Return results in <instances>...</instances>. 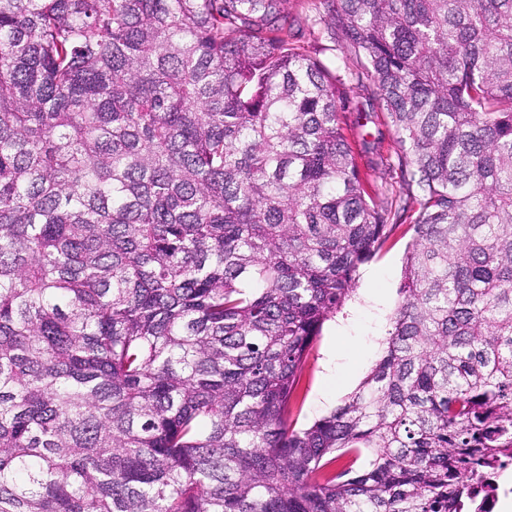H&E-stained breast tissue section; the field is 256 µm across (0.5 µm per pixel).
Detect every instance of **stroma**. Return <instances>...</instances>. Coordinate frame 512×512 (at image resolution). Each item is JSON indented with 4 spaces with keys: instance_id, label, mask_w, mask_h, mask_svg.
Returning <instances> with one entry per match:
<instances>
[{
    "instance_id": "obj_1",
    "label": "stroma",
    "mask_w": 512,
    "mask_h": 512,
    "mask_svg": "<svg viewBox=\"0 0 512 512\" xmlns=\"http://www.w3.org/2000/svg\"><path fill=\"white\" fill-rule=\"evenodd\" d=\"M318 0H291L290 10L310 16L315 23L305 30L300 45L319 50L321 59L345 81L346 113L357 125V135L382 139L385 151L395 149L396 136L385 125L376 86L341 43L331 42L318 23ZM404 228H397L383 250L361 268L354 292L342 309L324 322L307 359L303 380L304 403L299 425H308L337 408L356 390L386 347L391 319L398 305L405 246ZM337 357H330L331 348Z\"/></svg>"
}]
</instances>
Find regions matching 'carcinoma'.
Masks as SVG:
<instances>
[{
	"label": "carcinoma",
	"mask_w": 512,
	"mask_h": 512,
	"mask_svg": "<svg viewBox=\"0 0 512 512\" xmlns=\"http://www.w3.org/2000/svg\"><path fill=\"white\" fill-rule=\"evenodd\" d=\"M320 2L396 203L290 0H0V512H465L512 454V0ZM407 220L384 354L297 425ZM290 1L291 12L303 16L307 14L312 19L318 20L312 28L304 31L299 45L310 51H313V49L322 50L319 57L332 69H336V73L340 74L345 81L347 91L346 115H348L351 122H359V126L355 130L356 146L353 143L354 150L359 148V135L371 142L377 138H382L385 156L387 153L392 156L389 161H392L395 167L384 164L378 166L375 170H370L368 172L370 180L379 186L381 184L398 186V183H395L399 181L397 159L394 155L396 136L392 128L384 124L379 97L373 80L357 63L355 57L342 46L341 42L336 41L334 43L327 38L323 23H319V17L322 16L323 11L320 9L319 14V9H316V5L319 6L318 0ZM366 115L368 119H365ZM369 115L371 119H369ZM386 151L388 152L386 153Z\"/></svg>",
	"instance_id": "carcinoma-1"
}]
</instances>
